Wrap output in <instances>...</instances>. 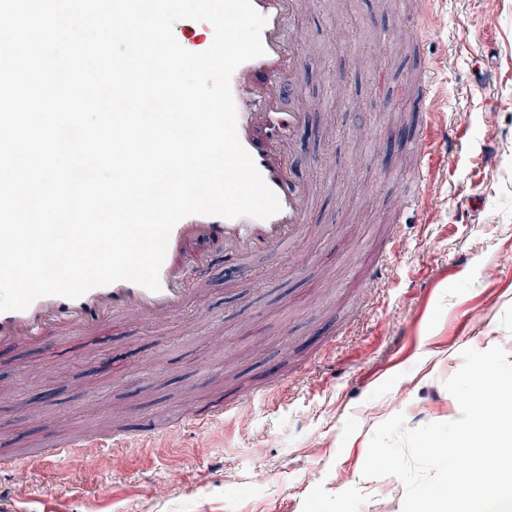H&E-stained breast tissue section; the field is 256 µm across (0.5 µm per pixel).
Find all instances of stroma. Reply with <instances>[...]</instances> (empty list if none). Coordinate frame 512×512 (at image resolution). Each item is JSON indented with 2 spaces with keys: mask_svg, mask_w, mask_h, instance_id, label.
<instances>
[{
  "mask_svg": "<svg viewBox=\"0 0 512 512\" xmlns=\"http://www.w3.org/2000/svg\"><path fill=\"white\" fill-rule=\"evenodd\" d=\"M307 0L293 34L306 108L290 160L320 182L310 230L248 268L218 253L201 322L110 321L94 336L0 349V452L120 427L131 442L0 476V512H402L404 486L362 475L375 429L459 418L444 382L463 350L512 354V0ZM449 152L426 223L385 251L414 163L401 90L419 55ZM358 168L359 183L345 174ZM229 419L173 428L188 406Z\"/></svg>",
  "mask_w": 512,
  "mask_h": 512,
  "instance_id": "35a3bbf8",
  "label": "stroma"
}]
</instances>
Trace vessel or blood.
Returning <instances> with one entry per match:
<instances>
[{
  "label": "vessel or blood",
  "mask_w": 512,
  "mask_h": 512,
  "mask_svg": "<svg viewBox=\"0 0 512 512\" xmlns=\"http://www.w3.org/2000/svg\"><path fill=\"white\" fill-rule=\"evenodd\" d=\"M252 4L267 19L261 31L265 53L241 64L232 76L238 111L237 134L265 184L278 197L280 211L266 219L187 216L171 232L159 271L158 291L123 280L91 288L76 299L37 298L26 309L0 312V346L44 343L49 333L59 330L93 334L116 316L157 319L179 316L190 303V292L185 287L187 279H203L207 270L205 258L196 251L198 242L216 244L226 255L245 261L254 254L280 251L302 232L313 183L290 174L287 164L275 160L276 154L285 151L288 138L296 136L305 125V115L290 93L293 75L301 61L292 42L287 41L285 31L287 19L298 11L299 0H252ZM405 94L420 107L416 130L410 139L418 161L411 179L414 190L403 202L404 213L410 215L431 208L428 173L434 159L457 143L458 132L456 127L436 124L430 104V81L407 86ZM228 411L225 405L206 412L191 406L182 421L200 428L223 418ZM125 438L121 431L99 437L58 438L45 442L39 457L47 465L74 454L90 457L99 447Z\"/></svg>",
  "instance_id": "obj_1"
}]
</instances>
